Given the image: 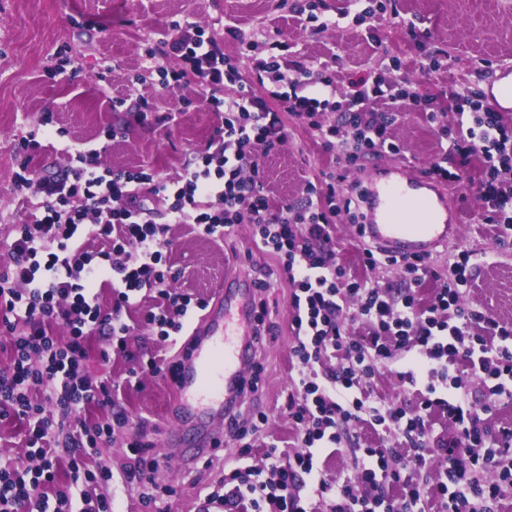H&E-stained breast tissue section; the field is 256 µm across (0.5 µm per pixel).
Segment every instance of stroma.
Masks as SVG:
<instances>
[{
  "instance_id": "35a3bbf8",
  "label": "stroma",
  "mask_w": 512,
  "mask_h": 512,
  "mask_svg": "<svg viewBox=\"0 0 512 512\" xmlns=\"http://www.w3.org/2000/svg\"><path fill=\"white\" fill-rule=\"evenodd\" d=\"M299 0H0V264L8 259L7 244L12 227L21 223L29 203L13 185V174L29 162L36 176L49 177L69 163L66 146L97 151L101 167L132 170L148 167L173 177L191 159L195 149L206 146L214 135V118L202 104L200 87L188 80L181 91L165 93L160 77L147 68L144 50L158 46L172 22L191 21L215 38L224 53L236 55L237 43L227 33L234 27L244 33L265 30L290 47L292 58L327 61L332 54L343 57L346 73L359 77L378 67L384 53L411 57L414 48L403 28L387 24L380 31L381 44L367 38L366 28L317 30L301 27L293 10ZM407 19L430 29L431 47L448 57L449 72L408 77L420 92L445 90L449 79L469 82L487 91L501 76L503 60L512 59V0H394ZM124 99L113 107V99ZM157 100L162 111L179 115V125L166 129L157 124L131 125L128 112L139 99ZM51 124H44V117ZM288 143L264 158V188L278 203L296 204L307 181L326 178L336 170V156L311 129L290 115H283ZM42 125L39 150L32 156L19 151V138L31 127ZM118 128L116 138H107L109 128ZM66 129L58 137L56 129ZM395 135L402 146L401 159L427 166L439 149L438 132L423 117L400 115ZM448 195L463 216L460 249L472 253L475 265L462 304L488 312L512 327V230L483 223L474 197H462L456 186ZM172 245L167 263L174 278L171 292L209 299L223 286L230 261H238L253 277L270 273L273 288L268 295L269 317L279 325L268 339L258 363L262 367L259 389L244 397L243 405L263 411L266 423L248 435L250 454L239 455V445L225 439L223 451L210 460H196L189 468L176 463L159 468V487H173L164 498L165 512H196L200 501L224 478L230 461L258 470L265 463L269 445L293 452L295 431L284 410L291 390L292 339L287 317L291 289L279 273L273 256L252 240V228L236 225L230 236L217 239L189 224L170 225ZM339 262L359 276L370 275L380 285L399 289L404 274L393 267L367 273L363 247L355 225L338 221L334 228ZM150 301L133 312L135 330L128 337V355H111L102 361L100 352L107 337L89 341L85 371L94 378L121 386L119 402L131 425L115 430L110 444L99 449L95 460L111 468L112 483L102 487L111 496L114 512H150L141 504L143 487L127 482L125 473L135 463L127 449L132 437L146 445V457H160L169 448L167 427L174 414V392L169 382L149 373L140 376V388L125 389L133 364L151 357L173 358L169 342L147 325L143 316Z\"/></svg>"
}]
</instances>
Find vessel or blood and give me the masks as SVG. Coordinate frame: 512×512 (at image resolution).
<instances>
[{"label": "vessel or blood", "instance_id": "b4317fda", "mask_svg": "<svg viewBox=\"0 0 512 512\" xmlns=\"http://www.w3.org/2000/svg\"><path fill=\"white\" fill-rule=\"evenodd\" d=\"M362 235L396 255L435 257L457 243L461 218L447 184L425 178L418 165L398 161L385 168L363 167ZM232 288L214 292L201 315L190 322L187 350L176 358L178 396L175 424L195 416L200 453L222 449L214 430L248 390L246 351L254 341L256 289L253 279L235 271Z\"/></svg>", "mask_w": 512, "mask_h": 512}]
</instances>
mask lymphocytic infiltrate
I'll use <instances>...</instances> for the list:
<instances>
[{"mask_svg": "<svg viewBox=\"0 0 512 512\" xmlns=\"http://www.w3.org/2000/svg\"><path fill=\"white\" fill-rule=\"evenodd\" d=\"M162 45V53L182 63L160 68L162 88L196 79L218 119L214 148L196 150L183 175L171 180L145 169L102 168L93 150L70 153L68 167L52 177H35L25 165L15 175L17 187L32 190L40 202L15 225L10 262L0 272V332L9 335V363L0 369V425L24 424V444L39 463L0 462V512H112L111 498L96 491L111 483L112 471L97 465L94 454L128 417L111 384L86 374L88 340L103 332L117 352H126L132 327L123 312L152 290L161 302L147 313L148 323L160 336L181 334L191 307L205 302L164 287L171 277L163 262L169 225L192 224L212 236L244 223L292 289L296 364L287 410L303 449L289 456L270 446L268 482L254 486L235 469L207 501L221 503L224 512H244L245 501L260 491L267 512H316L323 499L331 512H424L418 477L436 457L448 465L446 480L432 490L443 512H500L512 492V429H490L485 416L496 403L512 401V329L461 305L470 255L459 252L447 281L424 301L419 289L432 274L429 260L367 248V269L398 267L408 275L395 292L369 286L338 262L332 237L337 217L358 223L359 194L342 191L333 177L307 183L301 205H274L264 191L261 155L287 145L282 117L288 114L317 132L337 162L358 167L366 157L398 153L393 126L400 113L415 112L435 123L446 142L426 176L462 181L461 167L479 158L474 189L485 221L511 224L512 126L479 91L452 79L448 99L457 125L449 127L435 97L401 78L408 63L396 55L368 77L349 80L327 63L287 59L283 45L272 40L256 60L251 89L233 58L196 24L171 23ZM342 82L348 90L340 98ZM228 84L237 87L236 95H224ZM328 112L337 113L336 122L324 121ZM452 161L458 171L449 169ZM83 232L102 249L79 244ZM100 285L112 290L111 308L98 301ZM347 298L357 306L360 332L342 324ZM60 324L68 336L57 335ZM331 351L341 352L342 362L321 371ZM388 365L412 392V403L372 397ZM91 406L101 417L82 419ZM437 413L446 414L456 434L435 436ZM357 423L392 431L399 443L356 448L358 476L328 483L317 455L341 444L343 431ZM61 469L67 482L60 487ZM390 485L396 497H389Z\"/></svg>", "mask_w": 512, "mask_h": 512, "instance_id": "f902f5d3", "label": "lymphocytic infiltrate"}]
</instances>
